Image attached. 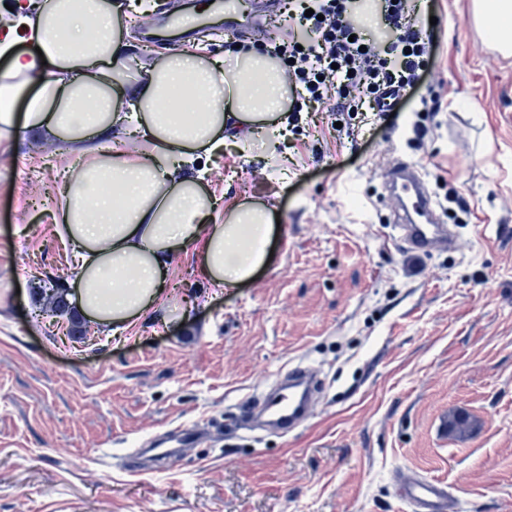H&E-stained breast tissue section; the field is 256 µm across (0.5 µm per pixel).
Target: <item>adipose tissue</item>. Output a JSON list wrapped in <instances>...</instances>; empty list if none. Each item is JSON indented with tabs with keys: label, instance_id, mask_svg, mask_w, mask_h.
Instances as JSON below:
<instances>
[{
	"label": "adipose tissue",
	"instance_id": "adipose-tissue-1",
	"mask_svg": "<svg viewBox=\"0 0 512 512\" xmlns=\"http://www.w3.org/2000/svg\"><path fill=\"white\" fill-rule=\"evenodd\" d=\"M488 42L512 55V0H473ZM0 31V138L47 132L77 145L56 234L77 254L73 302L102 327L131 329L156 310L173 258L198 255L209 282L234 288L267 261L274 213L229 208L210 223L214 199L191 165L221 152L230 128L283 125L291 101L270 55L239 54L233 71L193 52L130 75V46L114 0H15ZM139 138L122 150L113 136Z\"/></svg>",
	"mask_w": 512,
	"mask_h": 512
}]
</instances>
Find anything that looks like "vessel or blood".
Masks as SVG:
<instances>
[{
  "mask_svg": "<svg viewBox=\"0 0 512 512\" xmlns=\"http://www.w3.org/2000/svg\"><path fill=\"white\" fill-rule=\"evenodd\" d=\"M389 189L396 198L413 196L415 219L401 225V239L414 252H427L440 244H454V237H441L436 204L429 193L418 167L411 162H395L389 171ZM318 387L316 372L307 365L289 368L288 382L267 400L260 414L269 423L287 432L312 415ZM404 497L418 512H452L454 502L445 488L438 483L414 479L403 483Z\"/></svg>",
  "mask_w": 512,
  "mask_h": 512,
  "instance_id": "vessel-or-blood-1",
  "label": "vessel or blood"
}]
</instances>
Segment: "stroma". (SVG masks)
Masks as SVG:
<instances>
[{
  "instance_id": "stroma-1",
  "label": "stroma",
  "mask_w": 512,
  "mask_h": 512,
  "mask_svg": "<svg viewBox=\"0 0 512 512\" xmlns=\"http://www.w3.org/2000/svg\"><path fill=\"white\" fill-rule=\"evenodd\" d=\"M147 27L124 23L134 73L172 52L234 59L288 20L253 0L233 31L170 32L181 0ZM432 73L397 117L357 140L313 112L285 160L273 131L201 157L213 222L246 201L272 207V257L249 283L216 288L194 253L174 300L122 335L41 314L36 279L73 296L56 234L76 146L51 134L0 140V512H414L400 480L440 482L458 512H512V58L490 48L472 0H436ZM416 164L455 225L454 250L415 253L386 192ZM323 386L294 432L249 431L246 399L289 367ZM461 416L465 431L449 430ZM199 431L178 448L181 428Z\"/></svg>"
}]
</instances>
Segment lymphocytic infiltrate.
Segmentation results:
<instances>
[{
    "instance_id": "obj_1",
    "label": "lymphocytic infiltrate",
    "mask_w": 512,
    "mask_h": 512,
    "mask_svg": "<svg viewBox=\"0 0 512 512\" xmlns=\"http://www.w3.org/2000/svg\"><path fill=\"white\" fill-rule=\"evenodd\" d=\"M349 0H286L288 39L275 56H289L288 78L299 105L290 107L289 127L302 121V102L337 116L388 118L407 89L428 71L436 28L415 0H386L387 35L364 43Z\"/></svg>"
}]
</instances>
